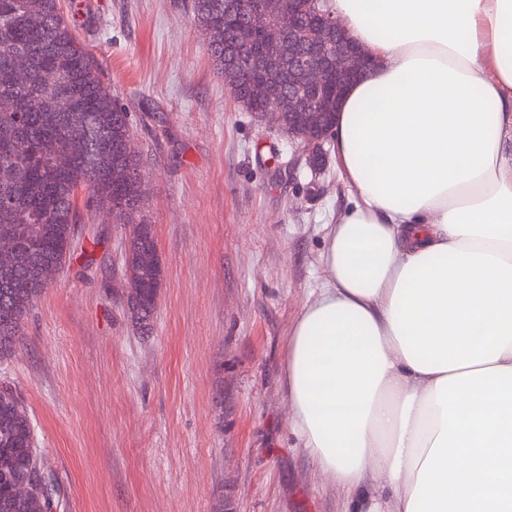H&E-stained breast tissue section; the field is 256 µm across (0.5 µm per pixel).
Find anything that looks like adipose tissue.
I'll use <instances>...</instances> for the list:
<instances>
[{
    "mask_svg": "<svg viewBox=\"0 0 512 512\" xmlns=\"http://www.w3.org/2000/svg\"><path fill=\"white\" fill-rule=\"evenodd\" d=\"M374 67L289 423L356 512H512V0H330Z\"/></svg>",
    "mask_w": 512,
    "mask_h": 512,
    "instance_id": "ef3b65f1",
    "label": "adipose tissue"
}]
</instances>
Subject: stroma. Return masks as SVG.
Segmentation results:
<instances>
[{
	"mask_svg": "<svg viewBox=\"0 0 512 512\" xmlns=\"http://www.w3.org/2000/svg\"><path fill=\"white\" fill-rule=\"evenodd\" d=\"M190 0H61L144 173L163 269L150 333L127 308L129 227L89 209L0 388L31 417L56 512H354L288 425V338L350 194L214 66Z\"/></svg>",
	"mask_w": 512,
	"mask_h": 512,
	"instance_id": "obj_1",
	"label": "stroma"
}]
</instances>
